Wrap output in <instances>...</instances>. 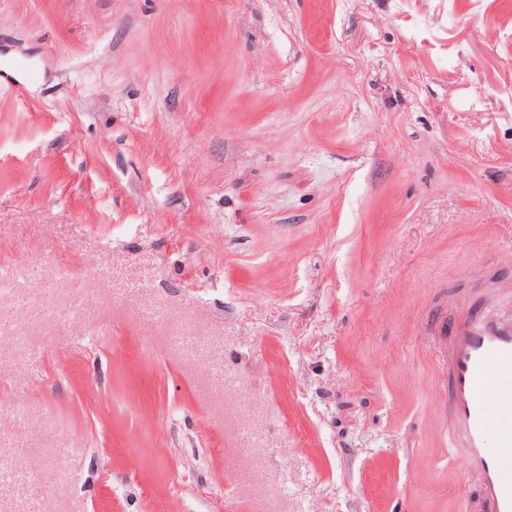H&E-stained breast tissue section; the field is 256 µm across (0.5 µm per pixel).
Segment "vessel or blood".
Listing matches in <instances>:
<instances>
[{
    "instance_id": "vessel-or-blood-1",
    "label": "vessel or blood",
    "mask_w": 512,
    "mask_h": 512,
    "mask_svg": "<svg viewBox=\"0 0 512 512\" xmlns=\"http://www.w3.org/2000/svg\"><path fill=\"white\" fill-rule=\"evenodd\" d=\"M448 439L464 448L476 512H512V317L473 307L442 340Z\"/></svg>"
}]
</instances>
